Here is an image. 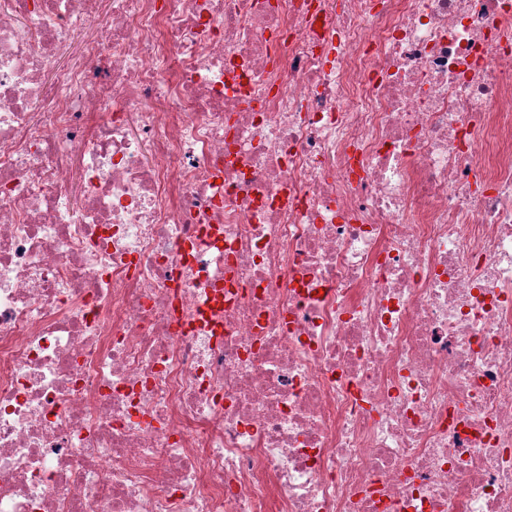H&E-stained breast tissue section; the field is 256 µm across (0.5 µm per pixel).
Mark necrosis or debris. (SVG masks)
I'll list each match as a JSON object with an SVG mask.
<instances>
[{"mask_svg": "<svg viewBox=\"0 0 512 512\" xmlns=\"http://www.w3.org/2000/svg\"><path fill=\"white\" fill-rule=\"evenodd\" d=\"M0 512H512V0H0Z\"/></svg>", "mask_w": 512, "mask_h": 512, "instance_id": "1", "label": "necrosis or debris"}]
</instances>
